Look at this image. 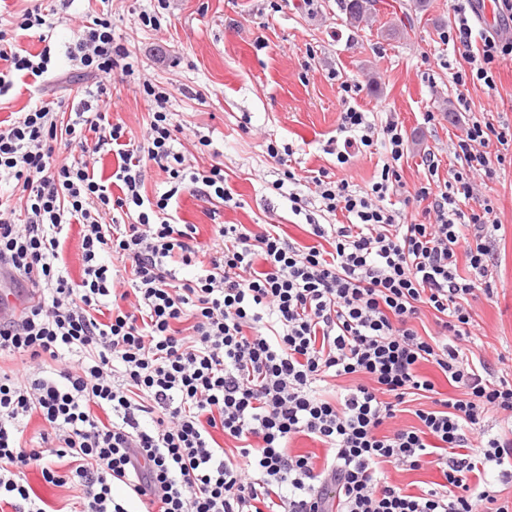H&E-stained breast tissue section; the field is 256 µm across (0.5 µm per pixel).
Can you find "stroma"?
<instances>
[{"mask_svg":"<svg viewBox=\"0 0 512 512\" xmlns=\"http://www.w3.org/2000/svg\"><path fill=\"white\" fill-rule=\"evenodd\" d=\"M38 2L54 10L57 76L39 88L32 77L16 76L13 89L0 97V123L9 124L25 111L36 88L53 111H65L69 95L94 81L74 73L65 47L90 17L111 12L116 35L138 57L141 77L170 93L184 146L193 147L200 133L212 139L213 152L197 155L196 167L224 165L233 203L204 202L187 193L179 198L181 223L196 225L202 243H209L219 223L276 224L292 242L312 244L305 217L293 214L272 188L279 166L268 145L291 146L298 174L325 169L358 188L373 180L378 155L363 153L345 165L336 163L342 80L359 84L360 110L401 126L407 152L400 173L407 189L423 181L426 152L440 159V175L459 166L451 143L463 126L448 116L458 95L448 68L459 65L461 57L442 40L454 16L453 0H426L421 8L414 0H377L355 29L341 0H317L313 6L305 0H168L157 32L134 23L155 0H72L58 8L51 0H0V21L16 20ZM399 17L405 25L389 34ZM111 93L110 120L142 135L149 107L137 81L113 76ZM467 97L475 117L512 126V61L499 63L494 89L472 86ZM427 112L435 115L428 124ZM485 193L502 228L493 243L496 292L474 304L479 351L492 363L506 355L504 368L512 373V166Z\"/></svg>","mask_w":512,"mask_h":512,"instance_id":"stroma-1","label":"stroma"}]
</instances>
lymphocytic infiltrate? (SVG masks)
Listing matches in <instances>:
<instances>
[{"label":"lymphocytic infiltrate","instance_id":"obj_1","mask_svg":"<svg viewBox=\"0 0 512 512\" xmlns=\"http://www.w3.org/2000/svg\"><path fill=\"white\" fill-rule=\"evenodd\" d=\"M493 3L502 26L483 33L478 49L466 0L454 8L443 38L465 61L456 86L493 87L497 64L512 58V0ZM16 27L38 31L43 48L21 53L0 28V96L14 73L41 78L51 64L52 24L41 8ZM65 55L96 78L67 118L34 97L0 127V274L30 295L19 314L0 317V358L22 363L0 370V508L47 512L27 481L36 469L48 485L80 487L64 512H128L118 485L141 512H512V437L484 425L491 412L512 420V380L471 348L473 303L494 294L501 228L474 178L498 179L512 130L471 120L452 144L459 168L441 177L427 153L426 181L409 192L401 126L376 125L353 102L358 85L341 81L337 162L384 152L363 188L324 169L311 176L325 211L344 212L346 223L309 221L316 243L305 247L276 224H219L206 249L195 225L177 222L172 201L186 191L230 202L223 164L185 167L182 128L156 84H142L145 135L110 121L103 76L136 72L111 17H94ZM111 146L120 162L106 181L92 159ZM63 149L75 160L59 159ZM151 162L168 176L152 199L141 192ZM395 195L424 204L425 222L406 223ZM74 224L77 281L61 259ZM184 267L192 277H181ZM427 309L436 330L422 335L415 322ZM424 362L459 394L439 397L418 371ZM343 376L352 385L326 399L330 380ZM409 410L418 426H398ZM35 414L43 426L29 437ZM300 434L323 445V464L290 451ZM391 465H428L443 481L410 494L389 481Z\"/></svg>","mask_w":512,"mask_h":512}]
</instances>
